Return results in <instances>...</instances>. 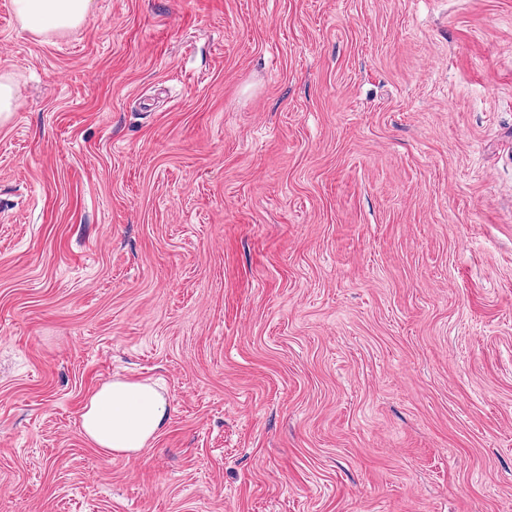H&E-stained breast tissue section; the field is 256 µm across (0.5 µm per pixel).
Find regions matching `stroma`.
Returning a JSON list of instances; mask_svg holds the SVG:
<instances>
[{"label": "stroma", "instance_id": "stroma-1", "mask_svg": "<svg viewBox=\"0 0 512 512\" xmlns=\"http://www.w3.org/2000/svg\"><path fill=\"white\" fill-rule=\"evenodd\" d=\"M0 76V512H512V0H0ZM91 0H12L21 22L31 30L65 31L79 26ZM171 412L166 393L155 383L116 379L87 398L81 428L106 454H130L145 448L164 429Z\"/></svg>", "mask_w": 512, "mask_h": 512}]
</instances>
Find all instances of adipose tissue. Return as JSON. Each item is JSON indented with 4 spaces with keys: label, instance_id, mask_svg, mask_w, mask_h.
Returning a JSON list of instances; mask_svg holds the SVG:
<instances>
[{
    "label": "adipose tissue",
    "instance_id": "obj_1",
    "mask_svg": "<svg viewBox=\"0 0 512 512\" xmlns=\"http://www.w3.org/2000/svg\"><path fill=\"white\" fill-rule=\"evenodd\" d=\"M21 22L32 30L65 31L79 26L90 0H12ZM171 403L156 384L116 379L96 388L81 415L86 438L100 451L130 454L146 447L166 426Z\"/></svg>",
    "mask_w": 512,
    "mask_h": 512
}]
</instances>
